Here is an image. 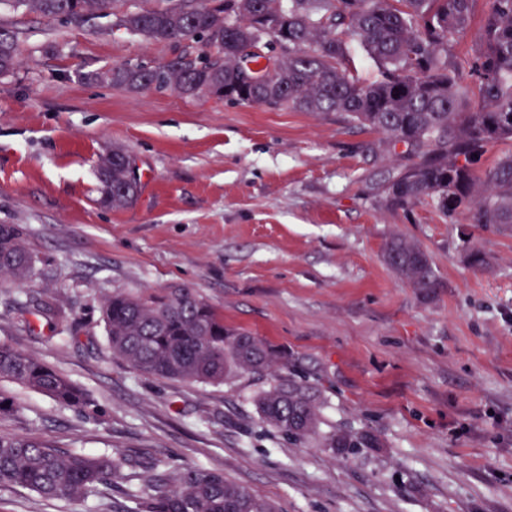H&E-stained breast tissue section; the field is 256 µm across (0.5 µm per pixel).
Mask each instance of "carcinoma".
I'll return each mask as SVG.
<instances>
[{
	"label": "carcinoma",
	"mask_w": 512,
	"mask_h": 512,
	"mask_svg": "<svg viewBox=\"0 0 512 512\" xmlns=\"http://www.w3.org/2000/svg\"><path fill=\"white\" fill-rule=\"evenodd\" d=\"M15 10L88 24L115 18V26L156 42L200 44L152 66L118 65L99 74L113 85L208 94L243 104L285 105L314 114L334 112L384 135L411 164L387 179L388 205L409 209L431 202L468 223L512 227V150L478 176L473 164L497 145L512 141V0H488L478 48L464 82L452 53L466 35L477 0H160L136 11H117L125 0H0ZM16 35L0 27V77L13 73ZM377 64L365 82L349 68L351 43ZM263 43L277 57L241 56ZM478 106L471 107L472 98ZM101 204L131 205L140 188L132 156L114 147L98 164ZM386 262L426 297L440 287L426 253L401 237L391 238ZM35 259L14 224H0V279L23 281ZM36 321L62 342L75 339L71 312L52 296L24 303ZM112 354L145 377L222 384L248 374L271 384L254 403L261 423L304 443L321 424V393L290 373L280 350L224 319L188 287L137 295L115 292L102 306ZM47 395L74 411L103 415L92 396L41 359L0 344V381ZM322 447L347 453L380 448L366 430L336 429ZM118 464L107 455L62 451L33 436L0 433V488H22L48 500L98 498L92 512H278L276 506L224 478L187 468L166 475L146 466L141 486L124 491V502L107 501Z\"/></svg>",
	"instance_id": "cac0c4a2"
}]
</instances>
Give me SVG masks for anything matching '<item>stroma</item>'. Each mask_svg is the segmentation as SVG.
Masks as SVG:
<instances>
[{
    "mask_svg": "<svg viewBox=\"0 0 512 512\" xmlns=\"http://www.w3.org/2000/svg\"><path fill=\"white\" fill-rule=\"evenodd\" d=\"M0 26L17 36L15 71L0 78V224L18 225L36 258L29 281L0 283V343L55 365L107 411L84 416L6 382L19 412L0 431L112 454L125 475L134 461L216 470L279 512H512V230L425 204L388 209L384 181L405 159L336 115L97 78L171 60L179 44L1 4ZM112 145L141 177L116 211L97 177ZM396 234L428 255L435 297L386 264ZM179 286L317 384L323 431L369 430L382 447L345 457L261 426L266 378H146L113 356L104 298ZM43 293L72 311L75 341L27 330L19 304ZM89 507L0 490V512Z\"/></svg>",
    "mask_w": 512,
    "mask_h": 512,
    "instance_id": "obj_1",
    "label": "stroma"
}]
</instances>
